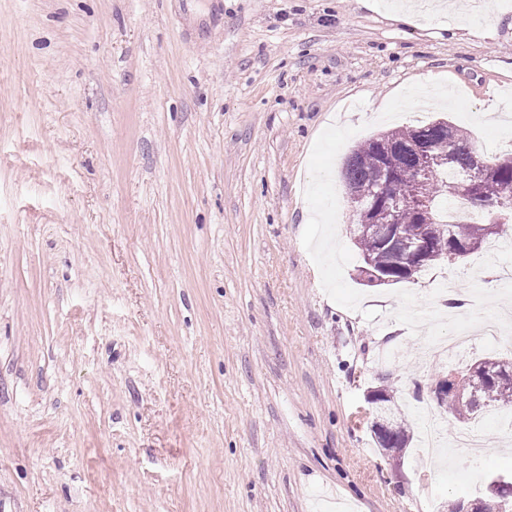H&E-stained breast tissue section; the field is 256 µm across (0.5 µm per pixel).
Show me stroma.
Returning a JSON list of instances; mask_svg holds the SVG:
<instances>
[{
  "label": "stroma",
  "instance_id": "stroma-1",
  "mask_svg": "<svg viewBox=\"0 0 512 512\" xmlns=\"http://www.w3.org/2000/svg\"><path fill=\"white\" fill-rule=\"evenodd\" d=\"M371 2L0 0V512H437L512 477V407L429 470L425 427L460 424L413 394L490 353L512 286L473 256L362 284L340 177L438 118L512 151L482 119L512 105V0L426 27ZM454 294L474 344L434 360ZM411 442L410 432L403 419H399L395 415V420L391 426V429L385 436V446L392 448L395 453L402 452L405 448H408Z\"/></svg>",
  "mask_w": 512,
  "mask_h": 512
}]
</instances>
